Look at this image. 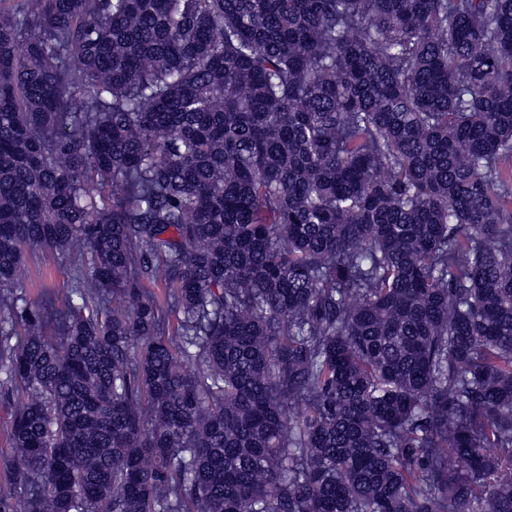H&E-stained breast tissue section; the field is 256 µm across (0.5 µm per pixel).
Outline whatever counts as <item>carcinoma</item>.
Segmentation results:
<instances>
[{"label": "carcinoma", "mask_w": 512, "mask_h": 512, "mask_svg": "<svg viewBox=\"0 0 512 512\" xmlns=\"http://www.w3.org/2000/svg\"><path fill=\"white\" fill-rule=\"evenodd\" d=\"M0 406V512H512V0H0ZM28 283L27 297L32 301H37L40 292L39 276L42 274V284L46 289H52L56 296L59 289L67 288L69 282V268L63 263H57V260L48 253L37 252L36 257H30L27 260Z\"/></svg>", "instance_id": "obj_1"}]
</instances>
